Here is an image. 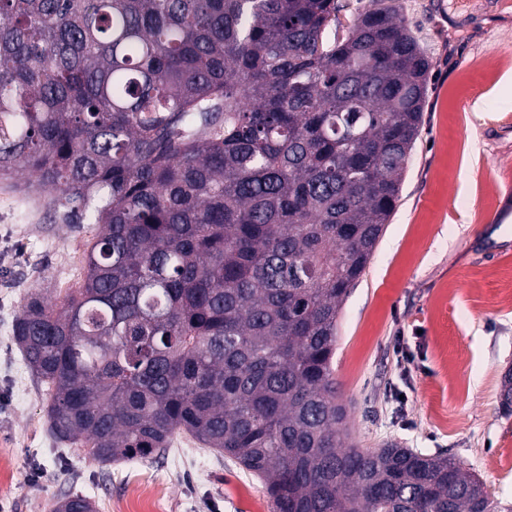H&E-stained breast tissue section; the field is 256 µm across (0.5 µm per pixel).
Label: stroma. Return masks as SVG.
Returning a JSON list of instances; mask_svg holds the SVG:
<instances>
[{
    "instance_id": "stroma-1",
    "label": "stroma",
    "mask_w": 512,
    "mask_h": 512,
    "mask_svg": "<svg viewBox=\"0 0 512 512\" xmlns=\"http://www.w3.org/2000/svg\"><path fill=\"white\" fill-rule=\"evenodd\" d=\"M431 61L424 121L402 199L339 313L334 371L360 448L394 443L460 459L512 506V0H400ZM21 171L0 179V503L50 512L85 495L113 512L132 483L162 512H273L260 482L177 437L155 461L103 466L51 435L45 388L13 343L32 288L63 302L96 228L61 223Z\"/></svg>"
}]
</instances>
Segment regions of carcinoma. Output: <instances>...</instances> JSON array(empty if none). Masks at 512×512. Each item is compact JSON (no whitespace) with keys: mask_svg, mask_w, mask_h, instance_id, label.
Returning <instances> with one entry per match:
<instances>
[{"mask_svg":"<svg viewBox=\"0 0 512 512\" xmlns=\"http://www.w3.org/2000/svg\"><path fill=\"white\" fill-rule=\"evenodd\" d=\"M0 0V178L94 224L13 340L101 464L181 434L274 512H495L463 463L348 443L340 306L398 202L431 63L399 0ZM501 405L512 412V369ZM53 512H96L82 495Z\"/></svg>","mask_w":512,"mask_h":512,"instance_id":"1","label":"carcinoma"}]
</instances>
